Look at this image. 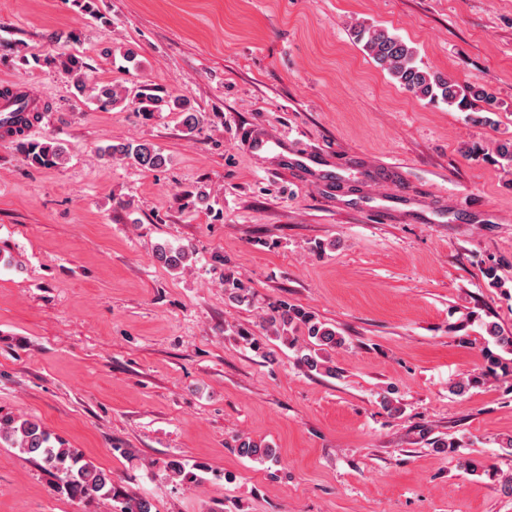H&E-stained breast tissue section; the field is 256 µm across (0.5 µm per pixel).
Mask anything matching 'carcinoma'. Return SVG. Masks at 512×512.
Listing matches in <instances>:
<instances>
[{
    "label": "carcinoma",
    "instance_id": "obj_1",
    "mask_svg": "<svg viewBox=\"0 0 512 512\" xmlns=\"http://www.w3.org/2000/svg\"><path fill=\"white\" fill-rule=\"evenodd\" d=\"M356 43L362 45L374 65L387 72L401 88L416 97L431 102H442L448 106L465 108L479 101L484 106L481 114L473 121L490 124V114L494 113L496 98L485 88L463 85L450 75H443L420 64L417 51L401 37L382 25L361 26L354 31ZM48 64H58L73 77L75 90L95 102L102 111H109L123 102L138 101L149 103V111L160 112L163 109L180 111L182 124L188 133L194 132L201 122V115L194 110L187 99L148 94L141 89L129 97L125 90H118L104 81H94L86 77L84 63L79 57L64 51L45 58ZM28 162L36 167L52 168L61 164L64 150L51 138L26 140L21 142ZM111 158L130 159L146 169H157L165 165V158L149 143H119L105 149ZM189 255L188 250L171 252L165 248L156 250L157 262L176 267ZM268 327L275 334H285L299 328L304 330L303 343L292 340L297 346L299 363L310 371L336 374V368L328 365L324 352L344 344V338L334 328L318 320L314 315L293 306H281L276 314L267 320ZM487 347L484 348L488 363V372L512 369V334L504 332L496 322L483 323ZM17 442L22 453L31 458L40 459L48 469L55 472L61 489L67 495L80 500H112L114 486L112 473L107 472L71 448H57L51 435L35 421L23 419L0 420V439ZM238 453L247 458L275 459L273 449L261 446L251 439H243L238 444ZM118 512H152V503L145 497H130L122 500Z\"/></svg>",
    "mask_w": 512,
    "mask_h": 512
}]
</instances>
